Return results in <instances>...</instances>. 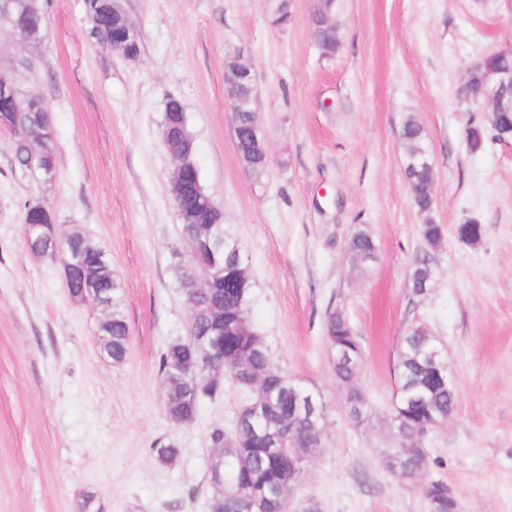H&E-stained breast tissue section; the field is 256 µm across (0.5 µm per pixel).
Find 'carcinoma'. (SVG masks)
Returning <instances> with one entry per match:
<instances>
[{
    "label": "carcinoma",
    "instance_id": "cac0c4a2",
    "mask_svg": "<svg viewBox=\"0 0 512 512\" xmlns=\"http://www.w3.org/2000/svg\"><path fill=\"white\" fill-rule=\"evenodd\" d=\"M101 0H85V37L88 41L114 46L118 41L116 20L112 11L99 7ZM47 0H17L12 20L25 28L31 46H41L46 25ZM252 113H238L236 145L238 153L249 161V173L260 177L266 172L264 164L253 154L250 140ZM10 133L13 136V158L22 172L54 170L56 131L50 115L44 112H19ZM162 141L169 155L181 159L185 166L197 167L196 145L181 102L168 99L162 121ZM401 145L404 151V171L417 211L424 217L420 225L422 239L436 245L444 227L433 219L434 170L430 164L426 135L414 120L403 124ZM180 213L178 227L180 241L188 247L204 235L224 230V212L212 203L205 186H198L190 178H181L176 184ZM57 217L43 200L25 202L23 224H54ZM71 241L84 250V266L77 269L74 279L87 278L112 295V307L99 325V334L106 337L112 361H124L129 343V328L122 304V285L112 272L111 263L102 257L101 248L78 230L70 231ZM349 250L366 258L375 251L372 237L362 228L351 233ZM176 261L172 266L175 282H181L182 269L190 264L204 272L207 287L193 296L189 310L195 340L170 341L160 352L158 371L165 391L164 415L172 422L176 418L193 420L204 399H215L224 393L226 384L244 390L256 389L254 400L239 412L233 432L215 427L209 434L215 448L214 461H222V479H209L215 512H242L241 506L257 499L252 512H288V499L303 479L302 461L316 449L303 446L300 439L297 407L301 389L275 368L269 359L267 346L257 334L250 319L252 283L250 277L240 275L231 288L224 287L228 270L237 268L243 259L240 253L224 251V260L210 266L208 259L190 253L189 263L182 262L179 250H174ZM437 270L431 259L423 256L410 269V286L415 294L431 284ZM224 332V358L212 356L207 369L200 371L199 350L210 349L216 331ZM327 346L358 348L355 336L345 315L332 311L325 321ZM429 348L427 332L420 325L412 326L399 345L396 373L399 395L405 402L407 418L418 422L429 416L446 417L455 411L457 394H448V388L437 385L435 374L426 361ZM361 356L342 359L335 366L336 378L352 388V398L365 402L363 393L353 385L360 368ZM259 407L262 416L253 421L252 410ZM408 440L397 435L394 453L402 456L408 480L420 485L422 469L418 456L408 453ZM153 452L156 458L169 463L180 449L176 443H160Z\"/></svg>",
    "mask_w": 512,
    "mask_h": 512
}]
</instances>
